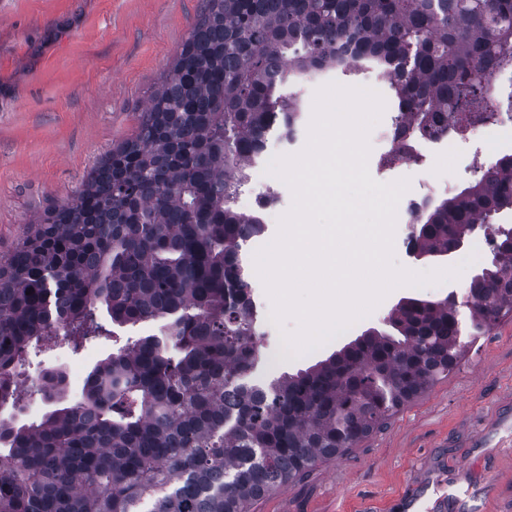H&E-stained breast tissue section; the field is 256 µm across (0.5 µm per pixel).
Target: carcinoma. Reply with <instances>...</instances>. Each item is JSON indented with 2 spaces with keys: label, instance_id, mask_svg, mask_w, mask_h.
Returning a JSON list of instances; mask_svg holds the SVG:
<instances>
[{
  "label": "carcinoma",
  "instance_id": "obj_1",
  "mask_svg": "<svg viewBox=\"0 0 512 512\" xmlns=\"http://www.w3.org/2000/svg\"><path fill=\"white\" fill-rule=\"evenodd\" d=\"M389 77L403 136L512 108V0H203L131 139L75 199L29 221L0 259V405H19L33 342L158 324L89 373L80 400L38 422L0 417V512H251L337 460L448 377L475 337L512 317V154L430 200L411 250L448 255L483 233L492 259L467 298H404L294 374L253 380L263 310L249 253L262 210L236 202L272 137L304 112L284 92L343 66ZM56 403L65 377L39 388Z\"/></svg>",
  "mask_w": 512,
  "mask_h": 512
}]
</instances>
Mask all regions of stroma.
<instances>
[{"instance_id": "35a3bbf8", "label": "stroma", "mask_w": 512, "mask_h": 512, "mask_svg": "<svg viewBox=\"0 0 512 512\" xmlns=\"http://www.w3.org/2000/svg\"><path fill=\"white\" fill-rule=\"evenodd\" d=\"M201 0H0V257L14 249L29 219L70 200L112 148L134 136L139 115L188 37ZM330 82L360 85L391 99L375 71L329 70L291 86L305 106ZM433 180L450 198L479 178L475 169L430 170L427 159L404 169ZM411 225L395 228L397 265L414 271L462 266L458 278L392 290L369 315L298 358L280 359V334L266 329L263 380L326 358L368 327L382 326L401 298L437 299L461 291L491 258L480 239L446 256L406 248ZM143 326L91 336L80 346L56 343L29 352L19 370L33 377L61 368L68 398L78 401L86 377ZM456 482L446 512H471L486 495L488 512H512V319L484 337L448 378L405 406L347 455L266 496L252 512H406L421 475Z\"/></svg>"}]
</instances>
